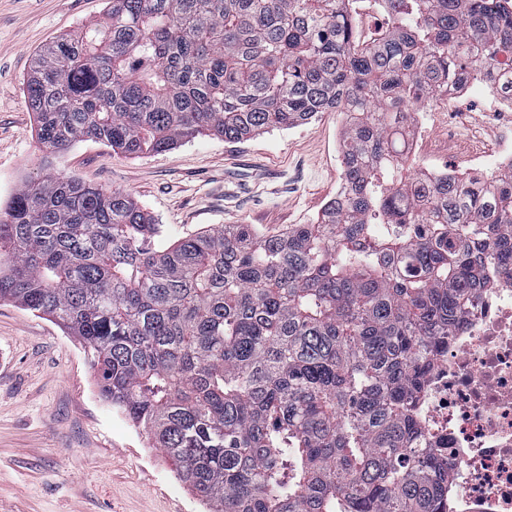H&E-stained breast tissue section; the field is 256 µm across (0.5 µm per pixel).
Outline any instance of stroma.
I'll use <instances>...</instances> for the list:
<instances>
[{"instance_id":"stroma-1","label":"stroma","mask_w":512,"mask_h":512,"mask_svg":"<svg viewBox=\"0 0 512 512\" xmlns=\"http://www.w3.org/2000/svg\"><path fill=\"white\" fill-rule=\"evenodd\" d=\"M105 0H0V205L44 165L24 95L37 52L103 18ZM429 136L406 170L465 167L499 140L501 123L477 97L438 98ZM346 120L324 112L295 128L227 143L199 136L128 156L81 141L54 158L66 176L130 195L171 244L224 224L271 232L310 224L342 180ZM77 337L51 317L0 301V512H206L145 431L100 399Z\"/></svg>"}]
</instances>
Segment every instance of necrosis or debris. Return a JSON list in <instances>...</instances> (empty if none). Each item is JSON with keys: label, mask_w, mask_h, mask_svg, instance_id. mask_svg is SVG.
I'll return each mask as SVG.
<instances>
[{"label": "necrosis or debris", "mask_w": 512, "mask_h": 512, "mask_svg": "<svg viewBox=\"0 0 512 512\" xmlns=\"http://www.w3.org/2000/svg\"><path fill=\"white\" fill-rule=\"evenodd\" d=\"M417 414L448 470L446 512H512V271L467 307L427 373Z\"/></svg>", "instance_id": "obj_1"}]
</instances>
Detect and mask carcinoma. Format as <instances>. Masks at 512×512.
I'll return each mask as SVG.
<instances>
[{"label": "carcinoma", "instance_id": "carcinoma-1", "mask_svg": "<svg viewBox=\"0 0 512 512\" xmlns=\"http://www.w3.org/2000/svg\"><path fill=\"white\" fill-rule=\"evenodd\" d=\"M107 0L25 84L46 174L0 210V300L88 349L102 398L209 512H441L414 417L439 344L512 264V168L403 173L408 106L454 81L512 90L499 0ZM348 122L314 224H224L157 246L129 195L53 171L79 141L130 156ZM390 224L387 236L378 225Z\"/></svg>", "mask_w": 512, "mask_h": 512}]
</instances>
